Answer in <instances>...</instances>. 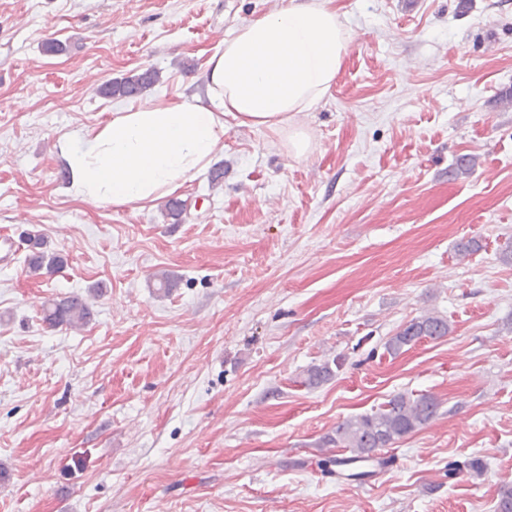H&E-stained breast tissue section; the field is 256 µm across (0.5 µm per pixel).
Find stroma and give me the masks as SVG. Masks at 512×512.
Returning a JSON list of instances; mask_svg holds the SVG:
<instances>
[{
    "mask_svg": "<svg viewBox=\"0 0 512 512\" xmlns=\"http://www.w3.org/2000/svg\"><path fill=\"white\" fill-rule=\"evenodd\" d=\"M285 2L0 0V512H494L512 487V0H335L350 41L294 119L310 152L229 125L182 223L60 177V141L123 106L101 85L152 66L149 100L204 95L207 59ZM29 236L63 269L29 274ZM72 294L91 321L44 324ZM426 313L449 336L391 356ZM397 393L437 418L375 479L324 471L323 437Z\"/></svg>",
    "mask_w": 512,
    "mask_h": 512,
    "instance_id": "obj_1",
    "label": "stroma"
}]
</instances>
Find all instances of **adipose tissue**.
<instances>
[{"label": "adipose tissue", "mask_w": 512, "mask_h": 512, "mask_svg": "<svg viewBox=\"0 0 512 512\" xmlns=\"http://www.w3.org/2000/svg\"><path fill=\"white\" fill-rule=\"evenodd\" d=\"M349 39L332 0H287L242 24L206 63L207 101L177 96L121 108L61 142L73 197L98 208L173 195L223 152L230 119L280 133L289 153L306 155L310 138L292 120L329 92Z\"/></svg>", "instance_id": "obj_1"}]
</instances>
